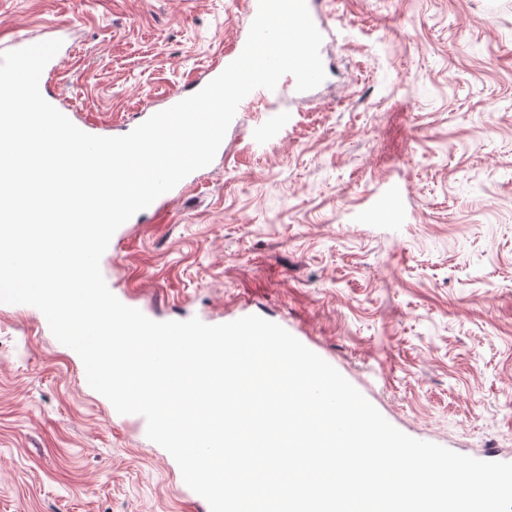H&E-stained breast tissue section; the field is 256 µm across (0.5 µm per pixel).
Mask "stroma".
I'll list each match as a JSON object with an SVG mask.
<instances>
[{
    "label": "stroma",
    "instance_id": "35a3bbf8",
    "mask_svg": "<svg viewBox=\"0 0 512 512\" xmlns=\"http://www.w3.org/2000/svg\"><path fill=\"white\" fill-rule=\"evenodd\" d=\"M321 10L312 98L244 102L223 155L166 223L135 217L103 277L155 321L274 322L405 434L512 462V0ZM248 27L238 0H0V36L69 48L47 89L97 136ZM81 368L39 310L0 306V512H206Z\"/></svg>",
    "mask_w": 512,
    "mask_h": 512
}]
</instances>
